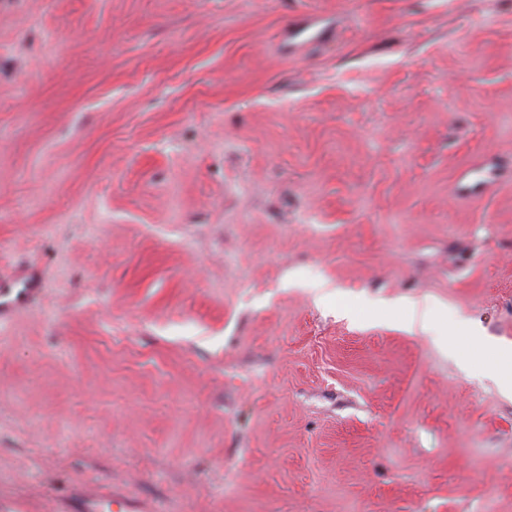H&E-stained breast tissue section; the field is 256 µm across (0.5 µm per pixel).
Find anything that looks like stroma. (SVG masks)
<instances>
[{"label": "stroma", "mask_w": 512, "mask_h": 512, "mask_svg": "<svg viewBox=\"0 0 512 512\" xmlns=\"http://www.w3.org/2000/svg\"><path fill=\"white\" fill-rule=\"evenodd\" d=\"M504 345L512 0H0V512H512ZM318 16H308L301 19L293 27L284 31L281 35L284 47L289 52L295 53L306 43L326 40L332 36L331 29L323 23ZM405 326L409 331L427 333L432 327L431 309L427 298L409 299L404 303Z\"/></svg>", "instance_id": "35a3bbf8"}]
</instances>
